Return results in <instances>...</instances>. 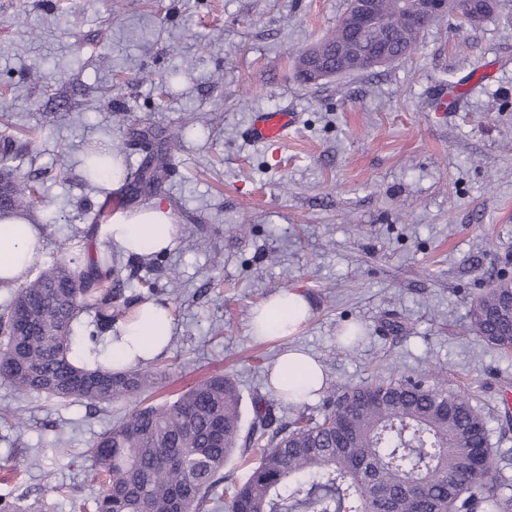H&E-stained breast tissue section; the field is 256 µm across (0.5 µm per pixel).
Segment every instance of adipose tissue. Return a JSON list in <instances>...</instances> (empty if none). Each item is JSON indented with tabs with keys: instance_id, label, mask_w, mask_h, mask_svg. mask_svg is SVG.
<instances>
[{
	"instance_id": "1",
	"label": "adipose tissue",
	"mask_w": 512,
	"mask_h": 512,
	"mask_svg": "<svg viewBox=\"0 0 512 512\" xmlns=\"http://www.w3.org/2000/svg\"><path fill=\"white\" fill-rule=\"evenodd\" d=\"M175 226L169 211L154 206L137 213L113 216L103 235L125 253L141 255L157 253L169 246ZM44 234L41 225L25 215L0 217V287L22 282L43 253ZM310 315L304 294L285 291L255 309L252 327L258 336H289ZM173 329V316L168 306L147 301L117 331L90 342L88 337H75L69 357L74 365L88 368L118 367L145 363L161 355L167 348ZM276 395L290 394L303 402L314 398L323 388L322 365L304 352L291 350L282 354L269 373Z\"/></svg>"
}]
</instances>
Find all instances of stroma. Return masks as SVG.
<instances>
[{
	"mask_svg": "<svg viewBox=\"0 0 512 512\" xmlns=\"http://www.w3.org/2000/svg\"><path fill=\"white\" fill-rule=\"evenodd\" d=\"M345 0H0V144L35 181L40 266L87 228L107 199L119 212L169 210L171 246L128 295L154 283L174 317L149 362L172 399L214 375L242 395L247 447L254 398L274 400L269 370L287 350L322 364L326 383L301 412L320 419L344 388L428 374L467 392L512 474V353L463 332L473 299L512 279V0L476 27L434 22L406 59L316 84L297 51L330 33ZM458 86L461 106L441 99ZM294 112L278 147L250 144L257 112ZM178 136L159 188L130 201L84 174L86 151L127 144L126 168ZM148 141L150 151L139 144ZM178 294H171V286ZM295 290L312 315L261 339L255 307ZM366 334L342 351L341 331ZM0 495L20 512H88L98 492L87 451L130 402L18 394L0 381ZM60 490L46 494L47 483Z\"/></svg>",
	"mask_w": 512,
	"mask_h": 512,
	"instance_id": "1",
	"label": "stroma"
}]
</instances>
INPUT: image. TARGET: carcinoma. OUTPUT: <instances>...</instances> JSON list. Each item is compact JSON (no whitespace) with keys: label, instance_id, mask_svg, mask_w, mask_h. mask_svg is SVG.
<instances>
[{"label":"carcinoma","instance_id":"obj_1","mask_svg":"<svg viewBox=\"0 0 512 512\" xmlns=\"http://www.w3.org/2000/svg\"><path fill=\"white\" fill-rule=\"evenodd\" d=\"M382 22L368 35L372 46L390 44L409 56L428 23L408 24L417 0H379ZM497 0H448V11H483ZM339 75L363 72L360 51L347 43L345 21L323 42L300 51L295 68L315 82L319 62ZM163 161L138 174L134 195L150 193ZM4 209L33 208L35 187L10 173ZM101 269L62 257L11 295L0 313V379L20 394L77 399L97 407L134 403L89 449V470L100 489L93 512H512V476L488 447L482 411L463 391L417 381H375L347 388L319 421L296 412L276 418L267 402L253 404L249 442L258 454L245 480L224 485V466L237 449L242 397L226 376L209 377L171 401L143 404L156 373L142 365L87 371L68 360L74 322L84 314L89 336L112 326L131 299L124 282L142 257L126 263L104 256ZM512 280L500 278L477 296L469 328L486 344L512 351Z\"/></svg>","mask_w":512,"mask_h":512}]
</instances>
